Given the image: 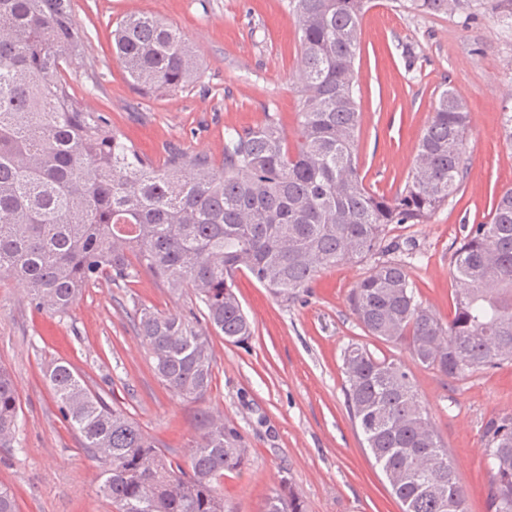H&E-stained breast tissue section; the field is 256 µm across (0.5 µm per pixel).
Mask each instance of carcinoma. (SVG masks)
Segmentation results:
<instances>
[{
	"mask_svg": "<svg viewBox=\"0 0 512 512\" xmlns=\"http://www.w3.org/2000/svg\"><path fill=\"white\" fill-rule=\"evenodd\" d=\"M371 0H287L298 25V140L268 119L227 132L224 159L171 149L156 168L71 92L64 67L87 33L73 0H0V277L25 282L30 302L65 315L83 289L106 278L124 288L142 274L172 291L193 290L206 327L243 343L252 324L235 292L248 272L288 300L317 273L394 251L390 224H425L459 189L469 115L453 89L436 101L404 189H368L358 170L362 112L355 59ZM424 14L473 0H405ZM117 57L143 94H176L198 82L187 40L151 14L131 13L113 31ZM454 313L444 323L418 300L406 266L376 262L349 294L370 335L407 346L412 361L450 378L512 361V188L494 201L453 255ZM137 335L154 374L174 395L201 400L216 360L197 317L133 302ZM344 393L366 448L402 512H467L448 448L434 430L411 370L351 344ZM59 412L81 447L104 461L101 494L117 512H224V472L241 468L240 434L207 414L187 466L66 362L47 371ZM19 404L0 365V446L19 429ZM493 482L488 512H512V414L484 430ZM265 512H303L282 482Z\"/></svg>",
	"mask_w": 512,
	"mask_h": 512,
	"instance_id": "cac0c4a2",
	"label": "carcinoma"
}]
</instances>
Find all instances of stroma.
Masks as SVG:
<instances>
[{
  "label": "stroma",
  "instance_id": "stroma-1",
  "mask_svg": "<svg viewBox=\"0 0 512 512\" xmlns=\"http://www.w3.org/2000/svg\"><path fill=\"white\" fill-rule=\"evenodd\" d=\"M73 11L88 37L84 55L68 68L73 93L155 166L172 145L221 163L225 129L247 130L271 116L296 131L298 30L285 0H73ZM134 12L156 15L187 38L199 63L198 83L177 94L146 96L135 89L112 51L113 29ZM355 72L360 175L371 191L389 198L405 185L442 86L454 88L467 105V172L457 193L428 223L393 224L387 233L413 245V252L394 257L410 259L419 299L448 320L459 240L466 226L487 222L496 195L512 187V146L500 123L503 107L512 106V28L500 21L492 0H479L468 20L373 0L362 19ZM368 267L364 261L323 270L287 301L250 274H238L236 293L254 334L243 345L212 336L213 383L198 401L163 387L121 308L134 297L185 314L198 307L192 289L174 293L146 276L125 288L104 280L85 288L59 317L31 305L21 282L0 280V364L13 375L20 405L16 440L0 447V486L13 491L18 512H113L98 492L103 464L81 447L45 376L62 360L183 464L202 414L223 413L246 448L244 467L224 475V512H264L284 481L304 512H401L347 407L342 354L357 342L377 358L410 365L467 512H487L484 429L512 414V363L452 379L413 364L405 345L369 336L348 306Z\"/></svg>",
  "mask_w": 512,
  "mask_h": 512
}]
</instances>
